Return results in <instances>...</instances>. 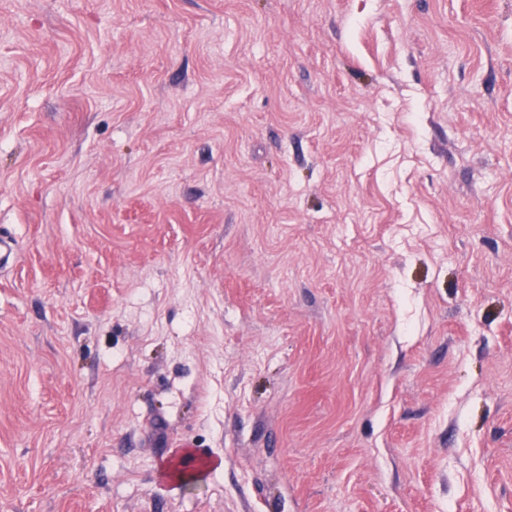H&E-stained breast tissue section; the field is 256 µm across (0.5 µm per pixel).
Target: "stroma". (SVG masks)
Masks as SVG:
<instances>
[{
  "instance_id": "stroma-1",
  "label": "stroma",
  "mask_w": 512,
  "mask_h": 512,
  "mask_svg": "<svg viewBox=\"0 0 512 512\" xmlns=\"http://www.w3.org/2000/svg\"><path fill=\"white\" fill-rule=\"evenodd\" d=\"M0 233V512H512V0H0Z\"/></svg>"
}]
</instances>
